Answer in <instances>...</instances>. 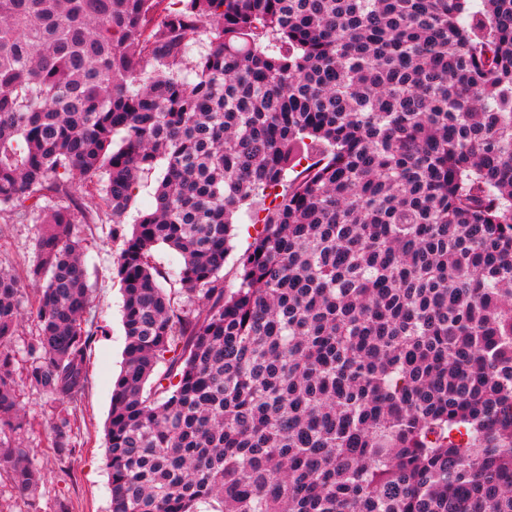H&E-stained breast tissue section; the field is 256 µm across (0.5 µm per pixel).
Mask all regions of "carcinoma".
I'll return each mask as SVG.
<instances>
[{
	"label": "carcinoma",
	"mask_w": 512,
	"mask_h": 512,
	"mask_svg": "<svg viewBox=\"0 0 512 512\" xmlns=\"http://www.w3.org/2000/svg\"><path fill=\"white\" fill-rule=\"evenodd\" d=\"M2 214L40 222L54 448L94 336L73 225L120 243L109 512H512V0H0ZM25 288L0 269V434ZM2 471L42 482L8 441ZM161 174L162 169L156 168L140 180L134 204L126 218L129 224H134L140 216L150 213L153 210L155 205V188ZM258 205L255 203L249 206H243L235 216L233 237L230 242L232 248L224 266V285L226 288H235L238 281L235 278V260L252 241L256 231L260 227L254 224V213Z\"/></svg>",
	"instance_id": "cac0c4a2"
}]
</instances>
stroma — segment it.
I'll list each match as a JSON object with an SVG mask.
<instances>
[{
    "mask_svg": "<svg viewBox=\"0 0 512 512\" xmlns=\"http://www.w3.org/2000/svg\"><path fill=\"white\" fill-rule=\"evenodd\" d=\"M255 206H243L235 216L230 257L224 266V285L236 287L235 259L251 242L258 229ZM39 230L32 219L0 218V268L24 275L35 258L34 243ZM106 224H79L75 232L89 264L93 301L84 315L94 333L87 353L86 380L81 398L71 408L70 445L73 455L50 448L47 430L55 403L29 385L26 368L30 346L37 333L35 283H27L24 319L11 343L15 377L20 385V406L26 426L9 434L10 443L27 448L42 474L35 496L21 495L7 475H0V512H108L109 471L106 467L105 429L111 408L112 386L118 377L125 348L122 325V291L112 274L118 245Z\"/></svg>",
    "mask_w": 512,
    "mask_h": 512,
    "instance_id": "1",
    "label": "stroma"
}]
</instances>
